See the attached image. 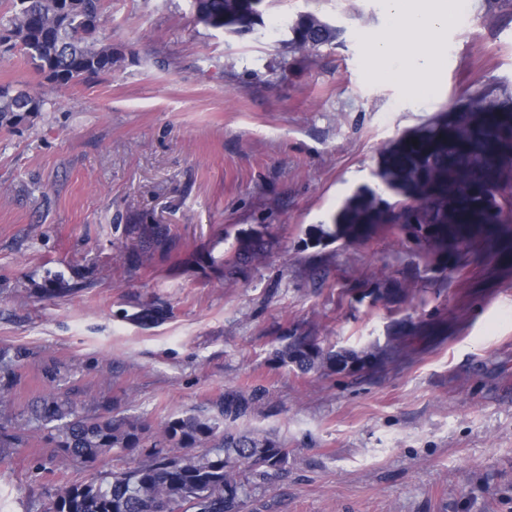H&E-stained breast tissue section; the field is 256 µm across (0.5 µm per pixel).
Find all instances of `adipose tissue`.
Listing matches in <instances>:
<instances>
[{"label":"adipose tissue","mask_w":512,"mask_h":512,"mask_svg":"<svg viewBox=\"0 0 512 512\" xmlns=\"http://www.w3.org/2000/svg\"><path fill=\"white\" fill-rule=\"evenodd\" d=\"M451 16L449 0H385L383 31L367 47L372 78L403 82L413 97L428 94L441 65L433 44Z\"/></svg>","instance_id":"ef3b65f1"}]
</instances>
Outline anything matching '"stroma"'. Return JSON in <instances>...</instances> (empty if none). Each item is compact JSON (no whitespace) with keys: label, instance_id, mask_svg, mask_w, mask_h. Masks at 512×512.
I'll use <instances>...</instances> for the list:
<instances>
[{"label":"stroma","instance_id":"35a3bbf8","mask_svg":"<svg viewBox=\"0 0 512 512\" xmlns=\"http://www.w3.org/2000/svg\"><path fill=\"white\" fill-rule=\"evenodd\" d=\"M465 2L418 99L369 77L384 0H268L242 37L197 23L189 0H104L112 71L60 91L0 57V85L44 100L0 126V440L20 441L0 447V512H45L54 490L148 459H64L29 421L52 387L154 432L260 392L237 426L289 458L243 512H512V224L450 275L395 229L329 236L344 199L378 186L384 146L477 89L512 90V0ZM302 12L339 29L333 45L271 32ZM153 224L175 244L143 259ZM259 229L265 262L223 279L235 235ZM293 335L400 353L304 374L276 356Z\"/></svg>","mask_w":512,"mask_h":512}]
</instances>
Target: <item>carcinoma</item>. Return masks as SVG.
I'll use <instances>...</instances> for the list:
<instances>
[{
    "label": "carcinoma",
    "mask_w": 512,
    "mask_h": 512,
    "mask_svg": "<svg viewBox=\"0 0 512 512\" xmlns=\"http://www.w3.org/2000/svg\"><path fill=\"white\" fill-rule=\"evenodd\" d=\"M0 54L19 52L57 89L112 72V45L101 44L88 21L101 19L103 0H0ZM198 23L244 36L264 25L266 0H190ZM293 50L333 44L338 32L324 17L302 13L287 24ZM43 100L0 85V124L20 112H39ZM377 177L383 197L372 189L348 197L334 218L335 234L350 242L383 227H407L426 255L443 269L470 252L460 239L448 254L450 224H512V96L498 88L474 93L466 112H441L404 132L384 150ZM173 241L170 229L154 224L143 230L139 248L147 253ZM269 242L262 233L236 239L224 260V278L262 264ZM389 352L325 351L309 336H290L278 351L284 364L303 372L336 360L372 361L382 367ZM258 396L228 392L208 413H185L156 433L142 422L118 415H88L68 396L50 391L39 398L32 420L50 426V439L62 454L91 466L114 450L152 448L150 460L114 472L99 482L73 485L50 496L46 512H240L251 491L285 470L288 448L255 430L234 426L248 416ZM204 448L200 454L170 455L169 448Z\"/></svg>",
    "instance_id": "cac0c4a2"
}]
</instances>
